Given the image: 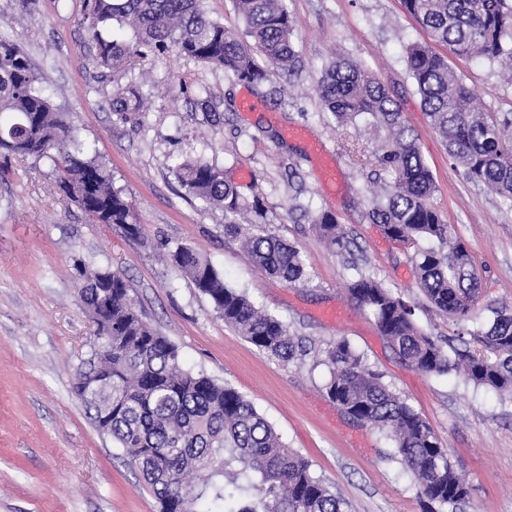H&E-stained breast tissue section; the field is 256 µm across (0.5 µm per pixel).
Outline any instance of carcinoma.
I'll return each mask as SVG.
<instances>
[{
    "label": "carcinoma",
    "instance_id": "carcinoma-1",
    "mask_svg": "<svg viewBox=\"0 0 512 512\" xmlns=\"http://www.w3.org/2000/svg\"><path fill=\"white\" fill-rule=\"evenodd\" d=\"M202 2L85 0L81 26L97 66L114 76L172 48L254 87L277 71L294 70L298 52L285 0H234L244 23L240 32L212 18ZM401 4L428 36V42L406 47V63L429 126L467 179L512 201V119L475 108L448 56L434 49L441 46L462 58L512 61V0ZM115 22L129 25L133 39L103 36L102 28ZM318 92L339 124L363 117L378 133L372 157L391 182L373 195L370 220L394 242H432L412 257L418 286L457 325L459 345L443 347L418 325L412 302L359 270L348 283L351 302L415 370L428 376L459 371L475 386L512 398V309L490 302L483 320L472 317L480 300L474 260L432 204L436 182L400 105L362 62L342 55L324 68ZM146 99L139 86L119 87L112 96L113 115L140 124ZM0 156L48 166L55 187L90 223L138 235L134 205L115 187L111 170L54 107L27 55L6 41H0ZM174 172L193 197L224 212V235L243 239L253 266L289 285L305 281L301 251L262 229L267 215L259 197L246 200L208 161L185 158ZM312 223L328 247L346 250V232L332 213L317 210ZM170 259L224 324L257 349L286 363L307 354L304 338L291 335L279 318L230 287L200 252L178 246ZM72 277L97 325L89 358L75 371L74 393L93 411L98 429L142 473L159 512H345L344 500L286 447L251 401L234 387L183 367L176 346L138 313L122 273L76 258ZM325 353L326 395L349 417L393 442L390 459L415 479L428 512L465 501L469 486L427 419L371 370L348 340H336Z\"/></svg>",
    "mask_w": 512,
    "mask_h": 512
}]
</instances>
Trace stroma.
<instances>
[{
	"instance_id": "35a3bbf8",
	"label": "stroma",
	"mask_w": 512,
	"mask_h": 512,
	"mask_svg": "<svg viewBox=\"0 0 512 512\" xmlns=\"http://www.w3.org/2000/svg\"><path fill=\"white\" fill-rule=\"evenodd\" d=\"M299 61L293 76L260 87L240 83L178 53L132 67L125 82L150 94L143 124L116 122L114 84L96 66L80 24L83 0H0V39L28 55L53 105L75 117L81 139L134 204L140 232L88 223L60 195L45 165L10 157L0 181V512H158L138 470L97 430L73 393L95 325L77 301L73 257L124 273L144 321L179 350L185 368L231 385L347 503L348 512H424L411 477L391 461L382 433L344 414L321 388L324 350L349 340L370 367L432 425L470 495L456 512H512V399L456 373L427 377L403 363L346 293L360 268L416 304L419 326L438 339L452 320L417 285L411 253L368 216L372 193L391 178L347 150L354 135L326 112L316 84L336 55L360 59L396 98L421 137L438 190L433 204L474 256L483 302L512 306V203L463 175L429 128L405 48L425 32L400 0H286ZM451 67L488 112L512 115V72L483 58ZM207 92L220 124L193 101ZM256 106L243 110L244 98ZM213 161L267 210V232L295 244L308 281L287 285L254 267L225 237L224 214L189 195L176 158ZM331 211L351 241L350 257L330 250L309 220ZM198 249L227 283L282 320L310 347L300 360L271 358L225 326L209 300L172 265L176 246Z\"/></svg>"
}]
</instances>
